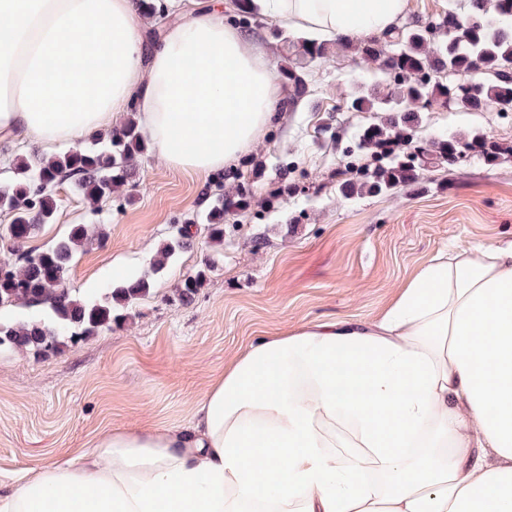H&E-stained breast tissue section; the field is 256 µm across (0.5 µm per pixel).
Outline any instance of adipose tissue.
<instances>
[{
    "mask_svg": "<svg viewBox=\"0 0 512 512\" xmlns=\"http://www.w3.org/2000/svg\"><path fill=\"white\" fill-rule=\"evenodd\" d=\"M262 2L325 36L379 33L407 10ZM170 9L150 43L135 0H0V141L72 145L131 111L168 164L221 174L282 92L224 0ZM0 512H512V241L435 255L377 321L251 340L191 424L101 430L0 481Z\"/></svg>",
    "mask_w": 512,
    "mask_h": 512,
    "instance_id": "adipose-tissue-1",
    "label": "adipose tissue"
}]
</instances>
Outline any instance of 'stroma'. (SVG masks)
<instances>
[{
    "label": "stroma",
    "mask_w": 512,
    "mask_h": 512,
    "mask_svg": "<svg viewBox=\"0 0 512 512\" xmlns=\"http://www.w3.org/2000/svg\"><path fill=\"white\" fill-rule=\"evenodd\" d=\"M224 0L225 22L243 23L273 71L288 64L287 23L256 12L241 22ZM306 95L282 110L259 139L224 167L220 183L173 168L154 151L136 164L128 197L92 211L72 182L57 189L56 221L31 243L71 225L103 229L104 246L80 253L71 292L99 294L127 276L153 274L150 295L129 319L43 356L0 349V480L85 447L104 428L187 425L197 399L259 336H281L314 320L371 322L443 250L512 241V112H470L435 102L418 115L406 149L421 157L431 137L476 131L497 142L495 164L421 162L414 182L362 198L342 184L371 175L363 130L377 117L348 109L352 81L375 80L373 63L344 56L304 71ZM247 193L224 215V244L197 236L160 273L151 263L177 225L196 219L200 199ZM217 264L191 304L175 290L207 258Z\"/></svg>",
    "instance_id": "1"
}]
</instances>
